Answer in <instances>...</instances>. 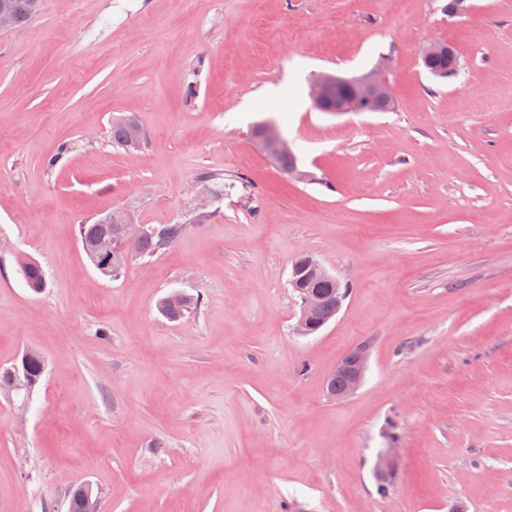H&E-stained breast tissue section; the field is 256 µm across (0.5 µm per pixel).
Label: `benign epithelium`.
Masks as SVG:
<instances>
[{"instance_id": "1", "label": "benign epithelium", "mask_w": 512, "mask_h": 512, "mask_svg": "<svg viewBox=\"0 0 512 512\" xmlns=\"http://www.w3.org/2000/svg\"><path fill=\"white\" fill-rule=\"evenodd\" d=\"M342 84L353 87V95L349 98H338L330 106L326 102L335 89ZM310 98L314 107L323 112H374L385 111L393 102V92L381 74L373 70L353 79L341 78L332 73H320L310 84ZM262 144L274 150L279 157L292 155L288 143L279 136L275 128L266 123L263 126ZM147 228L141 224H123L116 234H100L84 241V249L91 257L93 266L108 276H117L124 263L138 255L139 241ZM326 282L334 289L330 291L335 303V312H340L347 297L348 283L333 275L315 258L309 257L304 262L292 265L289 285L300 293L302 308L297 323V330L302 335H312L320 331L324 324H313V317L321 305L324 295L318 293L316 285ZM37 351L27 350L13 365V374L18 386L32 389L34 382L27 373L29 358ZM369 353L366 346L361 345L349 351L336 365V372L345 376L343 386L330 390V394L339 400L353 395L363 384L368 366ZM397 460V449H382L375 464L376 474L383 476L391 473Z\"/></svg>"}]
</instances>
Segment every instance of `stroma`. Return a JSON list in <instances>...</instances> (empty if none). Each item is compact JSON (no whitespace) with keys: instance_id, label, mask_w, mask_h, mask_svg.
I'll use <instances>...</instances> for the list:
<instances>
[{"instance_id":"obj_1","label":"stroma","mask_w":512,"mask_h":512,"mask_svg":"<svg viewBox=\"0 0 512 512\" xmlns=\"http://www.w3.org/2000/svg\"><path fill=\"white\" fill-rule=\"evenodd\" d=\"M447 2L42 0L0 33V369L46 364L0 396V512H66L84 483L98 512H512V0ZM431 42L456 74L426 71ZM377 68L389 111L313 108L314 75ZM209 174L232 188L195 224ZM115 209L185 230L111 280L76 227ZM302 254L349 282L310 336ZM174 291L200 302L171 321ZM361 344L362 386L331 397ZM112 142L118 146L134 149L130 145H138L141 137V130L137 123L133 120L117 119L112 122ZM128 134V145L127 144ZM141 142V141H140ZM140 144V143H139ZM264 129L262 144L266 147L272 148L275 154L279 157H283L288 155L291 159V163L288 165V157H284L280 160V167L288 165V168L285 172L299 181L310 180L311 175L305 171L299 169L298 163L292 158V151L288 145V143L279 136L276 132L275 128L269 124L265 123L264 126L262 123L257 124L254 128L255 136H257L260 131ZM18 270L26 285L34 292H39L45 273L36 261L21 258L18 260Z\"/></svg>"}]
</instances>
